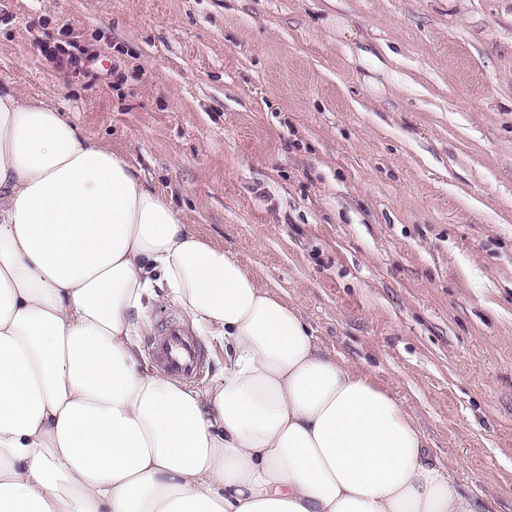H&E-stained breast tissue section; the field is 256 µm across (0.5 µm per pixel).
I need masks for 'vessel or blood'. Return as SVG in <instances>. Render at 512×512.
Segmentation results:
<instances>
[{"instance_id": "b4317fda", "label": "vessel or blood", "mask_w": 512, "mask_h": 512, "mask_svg": "<svg viewBox=\"0 0 512 512\" xmlns=\"http://www.w3.org/2000/svg\"><path fill=\"white\" fill-rule=\"evenodd\" d=\"M150 350L165 370L182 379H195L203 371V359L194 340L177 322H169L160 335L152 338Z\"/></svg>"}]
</instances>
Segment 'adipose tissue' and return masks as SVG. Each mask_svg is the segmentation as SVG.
Listing matches in <instances>:
<instances>
[{"instance_id": "adipose-tissue-1", "label": "adipose tissue", "mask_w": 512, "mask_h": 512, "mask_svg": "<svg viewBox=\"0 0 512 512\" xmlns=\"http://www.w3.org/2000/svg\"><path fill=\"white\" fill-rule=\"evenodd\" d=\"M224 343L147 367L152 287ZM0 512H485L412 411L119 150L0 93Z\"/></svg>"}]
</instances>
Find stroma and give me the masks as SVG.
<instances>
[{
    "instance_id": "obj_1",
    "label": "stroma",
    "mask_w": 512,
    "mask_h": 512,
    "mask_svg": "<svg viewBox=\"0 0 512 512\" xmlns=\"http://www.w3.org/2000/svg\"><path fill=\"white\" fill-rule=\"evenodd\" d=\"M0 89L122 150L512 512V0H0ZM171 319L144 297L140 348Z\"/></svg>"
}]
</instances>
